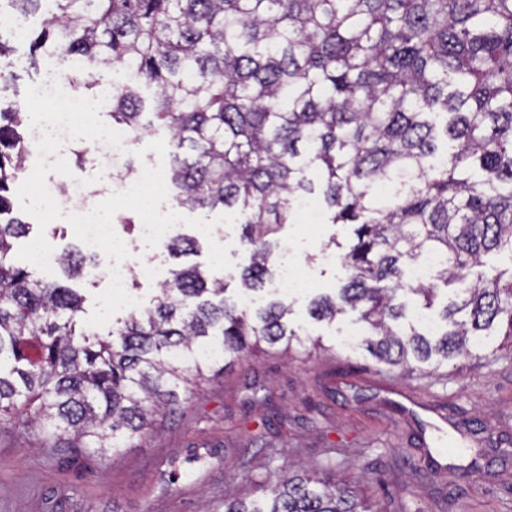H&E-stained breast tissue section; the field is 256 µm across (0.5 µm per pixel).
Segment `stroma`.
<instances>
[{"instance_id": "35a3bbf8", "label": "stroma", "mask_w": 512, "mask_h": 512, "mask_svg": "<svg viewBox=\"0 0 512 512\" xmlns=\"http://www.w3.org/2000/svg\"><path fill=\"white\" fill-rule=\"evenodd\" d=\"M13 45L19 79L0 94L6 104L23 100L48 68L30 66L26 38ZM113 223L130 262L160 267L158 277L130 282L145 306L178 265L208 269L209 238L229 248L233 265L218 276L230 287L250 262L237 224L209 237L180 224L147 248L135 212L119 211ZM182 236L197 238L198 251L173 257L168 241ZM347 236L340 224L285 225L281 239L309 280L288 317L302 343L241 354L138 447L102 460L0 431V512H224L225 499L252 495L302 468L347 482L379 512H512V348H490L433 372L422 364L387 365L363 346L345 345L356 315L316 322L307 303L340 287L342 266L319 257L329 241ZM403 390L426 400L428 410L400 412ZM441 425L463 454L425 446Z\"/></svg>"}]
</instances>
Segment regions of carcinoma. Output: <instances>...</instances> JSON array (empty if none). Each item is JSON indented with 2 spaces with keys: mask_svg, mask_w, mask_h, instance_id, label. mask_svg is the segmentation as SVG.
I'll use <instances>...</instances> for the list:
<instances>
[{
  "mask_svg": "<svg viewBox=\"0 0 512 512\" xmlns=\"http://www.w3.org/2000/svg\"><path fill=\"white\" fill-rule=\"evenodd\" d=\"M41 18L26 33L30 65L67 64L86 95L106 71L112 121L133 142L169 134L177 205L238 216L251 261L252 315L199 266L179 267L149 307L102 337L83 297L8 263L30 225L12 185L29 146L25 106L0 107V426L105 460L158 431L196 383L244 351L291 349L289 304L272 288L271 236L295 222L301 197L350 229L336 297L310 300L317 321L359 312L378 361L440 367L492 336L512 340V0H8ZM152 91L145 108L139 90ZM454 286L436 340L406 303L430 308L437 286L407 281L427 254ZM84 276L76 252L59 256ZM468 282L464 288L456 284ZM224 512H370L348 487L283 476Z\"/></svg>",
  "mask_w": 512,
  "mask_h": 512,
  "instance_id": "1",
  "label": "carcinoma"
}]
</instances>
